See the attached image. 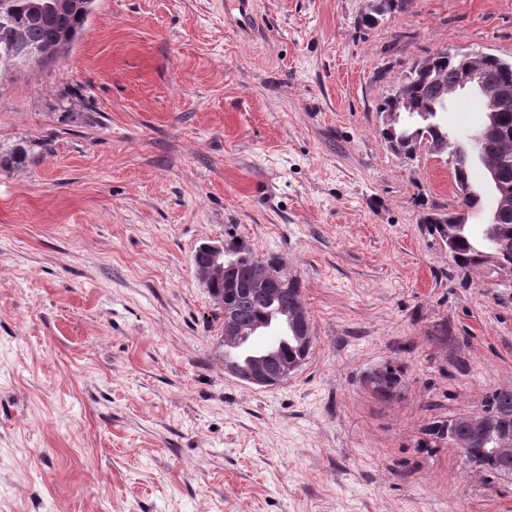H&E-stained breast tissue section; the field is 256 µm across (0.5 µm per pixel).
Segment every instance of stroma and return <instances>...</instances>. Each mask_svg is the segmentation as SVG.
I'll use <instances>...</instances> for the list:
<instances>
[{
    "label": "stroma",
    "mask_w": 512,
    "mask_h": 512,
    "mask_svg": "<svg viewBox=\"0 0 512 512\" xmlns=\"http://www.w3.org/2000/svg\"><path fill=\"white\" fill-rule=\"evenodd\" d=\"M96 0L66 57L0 75V512H512V477L426 447L512 388V272L424 216L444 157L376 109L441 47L512 61V0ZM470 134L472 94L442 115ZM280 255L315 342L286 383L224 371L202 243ZM402 371L395 396L369 373ZM407 3V0H377L374 10L364 16L363 22L367 26H374L386 16L402 10ZM35 144L15 145L10 149H0V172L11 173L12 171L28 165L33 156Z\"/></svg>",
    "instance_id": "obj_1"
}]
</instances>
